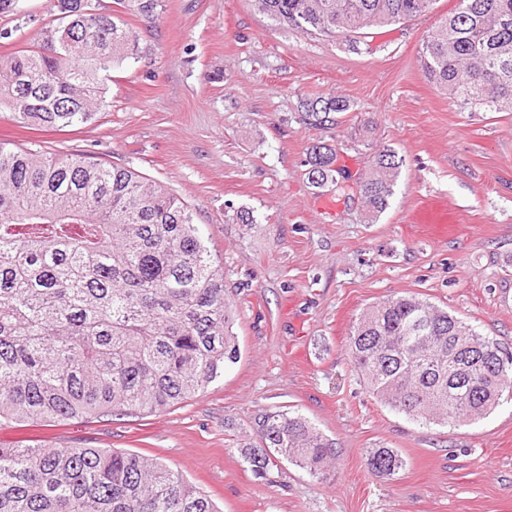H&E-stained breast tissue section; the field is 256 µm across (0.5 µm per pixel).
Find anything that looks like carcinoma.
<instances>
[{
  "label": "carcinoma",
  "mask_w": 512,
  "mask_h": 512,
  "mask_svg": "<svg viewBox=\"0 0 512 512\" xmlns=\"http://www.w3.org/2000/svg\"><path fill=\"white\" fill-rule=\"evenodd\" d=\"M434 0H254L278 25L350 40L404 23ZM39 45L0 57V109L28 126L85 124L101 110L102 73L138 52L119 16L88 0H56ZM426 79L468 112H512V0H459L424 39ZM315 129L349 109L305 99ZM336 151L311 148L314 185L332 182ZM403 159L379 151L358 187L370 220L389 206ZM224 278L187 206L163 185L84 154L0 142V422L39 424L98 415H153L203 393L238 357ZM496 350L471 368V395L448 402L456 332ZM370 392L422 423L466 424L512 390V352L448 310L393 296L355 321L346 349ZM248 463L283 460L315 476L333 443L298 413L255 419ZM376 476L404 466L392 448L367 450ZM0 512H219L158 458L118 448L0 443Z\"/></svg>",
  "instance_id": "1"
}]
</instances>
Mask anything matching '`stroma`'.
<instances>
[{
    "mask_svg": "<svg viewBox=\"0 0 512 512\" xmlns=\"http://www.w3.org/2000/svg\"><path fill=\"white\" fill-rule=\"evenodd\" d=\"M139 37L137 58L105 78L96 121L29 130L0 111V140L85 153L165 185L222 263L238 358L208 390L156 415L0 426V442L119 448L181 471L220 512H512V396L469 425L422 424L378 402L346 354L354 320L419 294L512 352V112H463L425 78L422 42L458 0L348 43L274 24L252 0H158L153 17L92 0ZM53 0L0 14V56L37 43ZM349 104L312 129L302 100ZM337 151L349 180L376 151L404 159L389 208L368 223L359 194L322 207L312 146ZM442 196L458 235H415L417 196ZM255 221L243 224L240 211ZM281 408L335 444L319 475L282 462L254 474L240 454L254 419ZM405 461L373 475L370 448Z\"/></svg>",
    "mask_w": 512,
    "mask_h": 512,
    "instance_id": "1",
    "label": "stroma"
}]
</instances>
